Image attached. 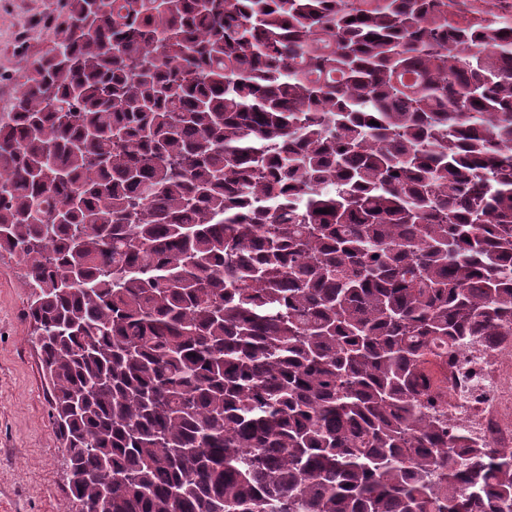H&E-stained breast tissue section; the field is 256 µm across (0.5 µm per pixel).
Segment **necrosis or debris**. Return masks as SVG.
I'll use <instances>...</instances> for the list:
<instances>
[{"mask_svg": "<svg viewBox=\"0 0 512 512\" xmlns=\"http://www.w3.org/2000/svg\"><path fill=\"white\" fill-rule=\"evenodd\" d=\"M448 392L442 408L474 441L512 447V337L492 349H469L461 360L438 363Z\"/></svg>", "mask_w": 512, "mask_h": 512, "instance_id": "obj_1", "label": "necrosis or debris"}]
</instances>
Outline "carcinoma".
Returning <instances> with one entry per match:
<instances>
[{
	"mask_svg": "<svg viewBox=\"0 0 512 512\" xmlns=\"http://www.w3.org/2000/svg\"><path fill=\"white\" fill-rule=\"evenodd\" d=\"M488 2L69 0L0 115V254L70 512H512L430 378L512 336Z\"/></svg>",
	"mask_w": 512,
	"mask_h": 512,
	"instance_id": "1",
	"label": "carcinoma"
}]
</instances>
